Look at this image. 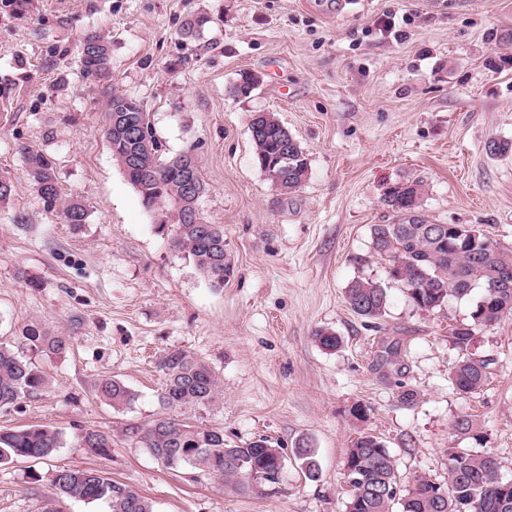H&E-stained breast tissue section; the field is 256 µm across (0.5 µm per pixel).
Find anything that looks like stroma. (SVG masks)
I'll use <instances>...</instances> for the list:
<instances>
[{"label":"stroma","instance_id":"35a3bbf8","mask_svg":"<svg viewBox=\"0 0 512 512\" xmlns=\"http://www.w3.org/2000/svg\"><path fill=\"white\" fill-rule=\"evenodd\" d=\"M410 18L405 37L374 22ZM208 18L184 38L191 15ZM112 42V80L83 77L88 32ZM256 73L246 98L233 88ZM140 100L166 157L192 152L205 184L199 209L224 229L234 273L216 288L172 246L102 134L112 93ZM276 113L304 148V184L280 191L258 168L249 131ZM512 0H20L0 8V175L15 186L0 205V343L24 351L38 326L69 337L66 354L37 355L47 378L36 396L0 408V429L49 424L63 436L50 458L0 464V512H110L106 502L58 499L56 470L106 471L154 512H345L346 451L379 436L400 489L427 474L448 478V454L490 453L512 480V317L476 327L470 351L490 359L488 386L462 397L448 383L459 352L448 328L466 323L480 290L433 311L413 305L371 250L370 228L392 214L394 184L422 181V211L436 224H469L512 249ZM50 155L64 198L88 206L63 223L33 190L19 152ZM24 215V225L14 222ZM356 278L387 290L382 318L349 307ZM331 330L342 343L320 347ZM397 364L381 366L386 345ZM203 359L219 395L179 411L220 428L227 442L264 435L284 459L277 483L252 492L190 465L170 470L135 432L166 415L156 361L169 349ZM104 378L135 399L115 408L95 395ZM416 395L401 401L402 391ZM369 408L355 419L356 404ZM473 422L462 435L454 423ZM89 428L112 446L81 444ZM315 452L317 478L295 454Z\"/></svg>","mask_w":512,"mask_h":512}]
</instances>
